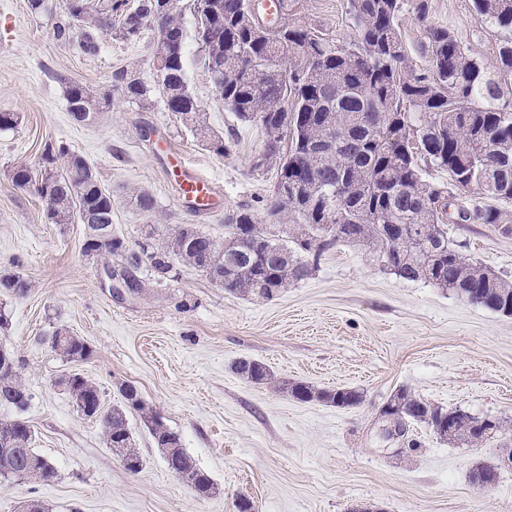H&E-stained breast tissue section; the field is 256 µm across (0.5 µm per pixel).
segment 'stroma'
<instances>
[{
    "label": "stroma",
    "mask_w": 512,
    "mask_h": 512,
    "mask_svg": "<svg viewBox=\"0 0 512 512\" xmlns=\"http://www.w3.org/2000/svg\"><path fill=\"white\" fill-rule=\"evenodd\" d=\"M418 20L405 6L399 29L408 63L424 72L425 24L452 30L457 40L494 66V27L478 20L472 0H427ZM64 0L31 13L28 0H0V110L17 113L0 131V272L29 283L0 299L9 325L0 346L19 361L29 394L23 416L35 446L57 476L39 484L0 478V512L28 500L45 512H237L239 498L254 512H512V468L490 487L470 480L474 462L491 459L496 443H512V317L471 304L423 282L383 270L368 250L340 246L326 253L309 279L266 301L225 293L204 274L173 263L156 279L150 263L135 273L140 294L113 296L100 258L83 251L86 227L50 224L34 189L12 182L34 164L46 141L62 140L96 170L112 194V232L135 250L153 251L186 224L220 239L227 217L243 203L265 199L274 169L255 170L266 138L240 124L217 100L195 44L186 46L188 88L215 130L229 136L218 157L205 150L162 101L149 108L113 95L110 108L78 123L65 87H106L122 66L155 78L154 29L126 42L104 36L98 55L52 36ZM286 19L337 42L353 36L348 0H288ZM176 152L224 193L214 213L198 215L166 179V153ZM148 191L151 216L131 205L130 190ZM448 238L468 257L512 281V232L488 224H452ZM59 328L83 338L92 354L69 363L48 339ZM247 357L275 376L324 389L354 388L351 408L304 403L240 379L233 363ZM79 372L98 385L104 407L120 402L121 383L179 435L183 448L213 479L201 498L166 466L137 412L128 422L146 465L129 473L105 444L98 421L76 409L60 380ZM436 404L502 422L496 443L469 448L414 427L415 450H398L378 435V414L399 388Z\"/></svg>",
    "instance_id": "1"
}]
</instances>
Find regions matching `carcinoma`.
<instances>
[{
  "mask_svg": "<svg viewBox=\"0 0 512 512\" xmlns=\"http://www.w3.org/2000/svg\"><path fill=\"white\" fill-rule=\"evenodd\" d=\"M161 0H66L55 23L54 39L79 42L81 52L95 56L102 35L139 38L141 28L154 26ZM164 25L185 33L182 15L196 0H179ZM213 14L209 37L213 44L205 61L215 95L244 123H256L266 135L264 164L274 167L272 194L263 212L239 206L227 217L229 232L218 240L193 226L178 228L150 254L159 275L168 272L167 258L196 268L205 251L210 264L224 273V291L271 299L291 284L307 279L321 257L340 243H359L391 273L408 281L429 282L464 297L465 284L487 279L488 299L495 311L512 316V284L486 271L448 245L444 220L459 224H509V216L488 204L512 201V109L495 104L501 86L512 84V0H473L478 19L497 29L495 76L485 63L468 53L453 32L425 26L429 67L407 70L398 18L406 0H349L355 30L350 42L332 45L312 28L290 23L286 34L271 32L258 39L249 24L272 28L257 15L253 0H203ZM288 81L267 72L280 63L287 48ZM153 61L160 64L156 81L147 82L137 69L112 73L113 90L135 104L154 95L176 116L190 114L186 124L193 136L216 156L229 146L210 126L188 90L185 56L156 42ZM73 120L97 116L110 105L111 94L80 82L65 90ZM448 173V183H431L423 165ZM38 167L50 185L51 224H69L80 212L112 225V194L101 186L95 169L62 141H49ZM468 195L457 198V192ZM130 202L143 214L153 212L154 199L145 190L131 191ZM404 231L393 242L390 230ZM96 256L124 260L121 274L129 277L142 257L125 250L115 236L83 248ZM28 283L19 275H0V291L22 295ZM51 347L75 365L91 355L89 345L64 329L51 337ZM233 371L249 383L271 386L300 402L336 407L357 406L363 395L345 387L318 389L276 377L262 362L242 358ZM73 398L92 404L88 417L101 426L107 447L125 449L139 468L144 457L133 446L127 410L140 412L154 445L167 467L190 478L189 487L205 498L214 490L207 472L182 447L177 434L159 422L131 384L119 387L126 404L104 409L98 387L79 373L68 379ZM25 391L19 369L0 370V406L15 405ZM405 427L420 424L439 438L473 448L494 441L499 427H487L460 409H448L412 394L394 393ZM11 444L0 446V477L16 475L29 482L55 479L50 461L34 448L30 426L20 418L0 419V430Z\"/></svg>",
  "mask_w": 512,
  "mask_h": 512,
  "instance_id": "obj_1",
  "label": "carcinoma"
}]
</instances>
